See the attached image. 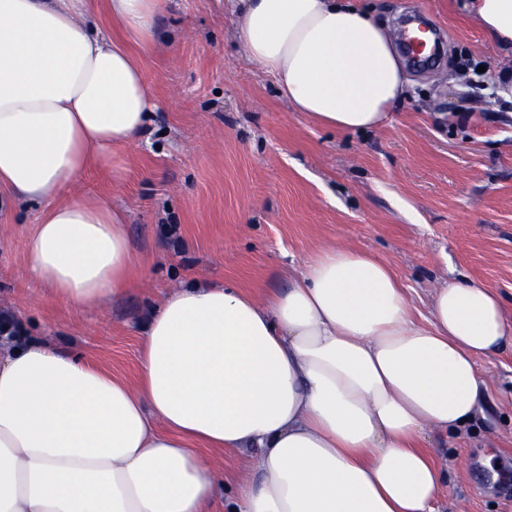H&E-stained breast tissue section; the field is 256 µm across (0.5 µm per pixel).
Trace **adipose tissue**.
I'll return each mask as SVG.
<instances>
[{
	"label": "adipose tissue",
	"mask_w": 512,
	"mask_h": 512,
	"mask_svg": "<svg viewBox=\"0 0 512 512\" xmlns=\"http://www.w3.org/2000/svg\"><path fill=\"white\" fill-rule=\"evenodd\" d=\"M120 37L86 24L89 0H0V198L42 204L28 277L78 310L123 292L124 217L65 198L86 168L136 142L154 109L131 45L154 41L162 0H105ZM512 50V0H467ZM246 57L294 111L374 130L411 80L388 27L351 0H247ZM413 320L391 269L324 249L262 296L193 283L144 327L131 387L32 338L0 351V512H209L227 476L199 445L258 454L225 512H434L444 477L430 433L475 418L476 361L512 343L488 287L452 281Z\"/></svg>",
	"instance_id": "1"
}]
</instances>
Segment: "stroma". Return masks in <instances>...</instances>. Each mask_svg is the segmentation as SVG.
<instances>
[{"label": "stroma", "instance_id": "obj_1", "mask_svg": "<svg viewBox=\"0 0 512 512\" xmlns=\"http://www.w3.org/2000/svg\"><path fill=\"white\" fill-rule=\"evenodd\" d=\"M380 19L421 13L444 35L438 67L409 69L411 95L377 130L336 132L293 111L234 37L229 0H164L142 65L157 108L112 167L75 191L126 215L135 265L124 293L76 310L25 277L40 206L0 211V310L129 385L142 322L192 282L248 292L287 287L317 251L343 246L391 267L419 323L435 288L466 278L512 323V99L492 95L512 53L491 43L462 0H361ZM484 65L464 71L466 60ZM474 421L433 438L446 477L436 512H512V346L478 358Z\"/></svg>", "mask_w": 512, "mask_h": 512}]
</instances>
